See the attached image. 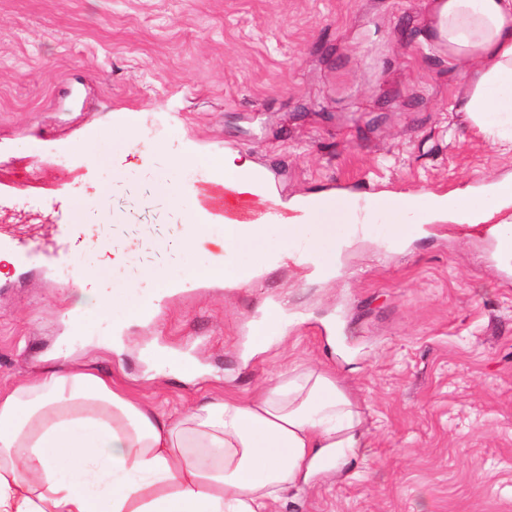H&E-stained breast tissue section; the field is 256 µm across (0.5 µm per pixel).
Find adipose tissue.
I'll use <instances>...</instances> for the list:
<instances>
[{
  "mask_svg": "<svg viewBox=\"0 0 512 512\" xmlns=\"http://www.w3.org/2000/svg\"><path fill=\"white\" fill-rule=\"evenodd\" d=\"M451 62L476 63L459 111L512 152V0H437ZM512 205V182L471 204L456 195L399 196L416 212L477 224ZM228 260L204 276L238 279L241 253H267L262 227L227 236ZM145 309L128 290H81L73 326ZM362 421L335 374L295 367L248 397L212 395L163 409L81 366L0 390V512H270L319 472L366 448Z\"/></svg>",
  "mask_w": 512,
  "mask_h": 512,
  "instance_id": "1",
  "label": "adipose tissue"
}]
</instances>
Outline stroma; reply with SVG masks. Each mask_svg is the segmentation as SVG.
I'll return each instance as SVG.
<instances>
[{
	"label": "stroma",
	"instance_id": "35a3bbf8",
	"mask_svg": "<svg viewBox=\"0 0 512 512\" xmlns=\"http://www.w3.org/2000/svg\"><path fill=\"white\" fill-rule=\"evenodd\" d=\"M433 0H0V221L48 233L60 181L92 206L83 223L136 257L79 263L104 288L158 268L181 282L224 243L183 255L185 190L208 162L263 170L256 216L321 194L360 206L381 194L484 191L512 178L501 153L456 109L470 88L431 27ZM131 142L124 155L119 144ZM173 173L169 197L155 184ZM372 230L336 221L314 275L268 225L277 261L254 282L174 296L152 318L112 317L74 331L67 272L0 286V388L46 369L91 367L156 403L246 396L300 363L336 373L369 446L337 474L289 493L272 512H512V260L478 233L422 219L395 240L392 213ZM123 322V335L112 326ZM271 326L253 352L248 322ZM197 361L187 379L182 359Z\"/></svg>",
	"mask_w": 512,
	"mask_h": 512
}]
</instances>
